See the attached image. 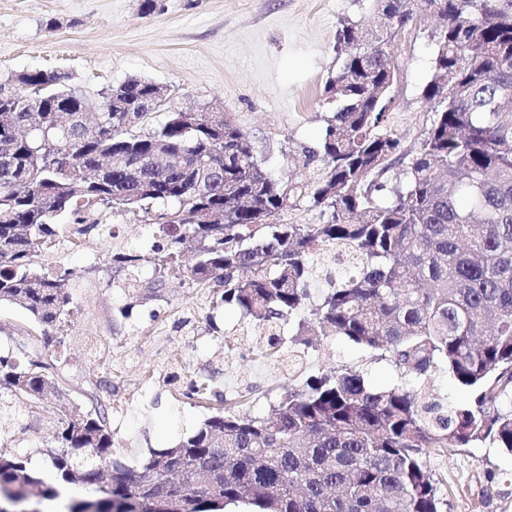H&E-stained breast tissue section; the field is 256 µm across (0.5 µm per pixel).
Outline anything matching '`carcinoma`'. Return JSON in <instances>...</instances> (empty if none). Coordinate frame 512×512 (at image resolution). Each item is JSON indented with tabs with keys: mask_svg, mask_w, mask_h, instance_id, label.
<instances>
[{
	"mask_svg": "<svg viewBox=\"0 0 512 512\" xmlns=\"http://www.w3.org/2000/svg\"><path fill=\"white\" fill-rule=\"evenodd\" d=\"M375 29L336 32L341 64L324 86L331 112L318 148L302 149L308 176L274 177L250 134L220 111L154 125L157 83L131 78L123 101L88 127V99L43 70L0 79V304L45 329L72 313L65 279L35 258L65 230L103 235L101 207L152 228V242L112 253L134 303L159 296L170 276L210 309L229 307L266 334L261 357L341 336L395 364L400 383L372 387L334 367L284 389L267 413L224 402L191 434L152 449L137 467L117 458L107 408L65 401L53 365L0 357V439L17 407L58 402L52 470L0 454V512L66 499V512H446L423 460L431 448L490 441L512 452V0H372ZM438 21L432 75L437 104L417 144L389 127L398 74L392 45L422 15ZM314 212L305 224L276 220ZM70 213L73 225L57 219ZM156 277L146 283L141 267ZM322 288L310 305V288ZM312 306L309 317L300 316ZM476 393L443 412L426 396L438 368ZM184 395L209 400L211 379ZM75 486L91 496L72 494Z\"/></svg>",
	"mask_w": 512,
	"mask_h": 512,
	"instance_id": "1",
	"label": "carcinoma"
}]
</instances>
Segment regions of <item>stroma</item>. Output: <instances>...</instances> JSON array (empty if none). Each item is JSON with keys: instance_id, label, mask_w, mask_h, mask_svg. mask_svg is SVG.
Listing matches in <instances>:
<instances>
[{"instance_id": "1", "label": "stroma", "mask_w": 512, "mask_h": 512, "mask_svg": "<svg viewBox=\"0 0 512 512\" xmlns=\"http://www.w3.org/2000/svg\"><path fill=\"white\" fill-rule=\"evenodd\" d=\"M0 0V78L56 69L89 100L132 77L170 89L167 109L216 106L253 137L255 152L276 176L305 171L293 158L316 147L326 109L322 93L336 71L333 49L343 21L370 23L369 0ZM432 18L413 24L393 49L400 78L391 127L406 144L417 142L434 109L422 90L432 70ZM113 233L61 236L39 259L70 273L73 315L45 333L24 309L0 305V355L38 356L56 363L71 401L105 405L120 459L137 466L149 450L193 432L211 416L212 401H190L166 381L202 374L224 395L242 393L241 410L268 411L286 384L344 365L371 384L397 379L390 359L342 339L300 348L289 367L287 352L257 355L260 335L244 329L239 314L210 315L196 290L169 278L161 298L131 308L112 285V252L140 242L146 230L116 209L103 218ZM55 404L20 411V428L1 445L22 449L29 467L46 475V448L55 444ZM428 468L439 481L447 512H512V454L487 443L429 450Z\"/></svg>"}]
</instances>
